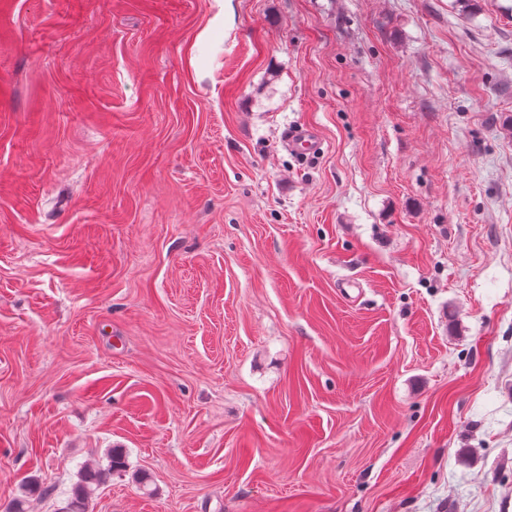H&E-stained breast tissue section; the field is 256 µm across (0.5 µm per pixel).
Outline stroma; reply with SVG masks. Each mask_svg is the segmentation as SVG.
Returning <instances> with one entry per match:
<instances>
[{"label": "stroma", "mask_w": 512, "mask_h": 512, "mask_svg": "<svg viewBox=\"0 0 512 512\" xmlns=\"http://www.w3.org/2000/svg\"><path fill=\"white\" fill-rule=\"evenodd\" d=\"M111 448L89 512H512V0H0V506ZM288 149L299 154L307 155L317 149V139L314 133L307 129H295L287 138Z\"/></svg>", "instance_id": "obj_1"}]
</instances>
